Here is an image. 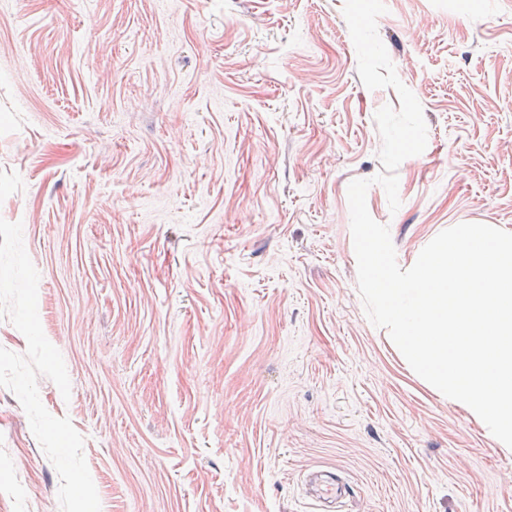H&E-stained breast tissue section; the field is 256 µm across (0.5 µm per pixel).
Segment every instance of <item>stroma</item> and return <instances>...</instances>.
<instances>
[{
    "label": "stroma",
    "instance_id": "stroma-1",
    "mask_svg": "<svg viewBox=\"0 0 512 512\" xmlns=\"http://www.w3.org/2000/svg\"><path fill=\"white\" fill-rule=\"evenodd\" d=\"M345 0H0V218L101 512H512V449L419 377L357 288L348 186L401 268L456 224L512 232V0H384L422 105L390 212ZM346 491L318 503L312 473ZM0 387V512H60Z\"/></svg>",
    "mask_w": 512,
    "mask_h": 512
}]
</instances>
